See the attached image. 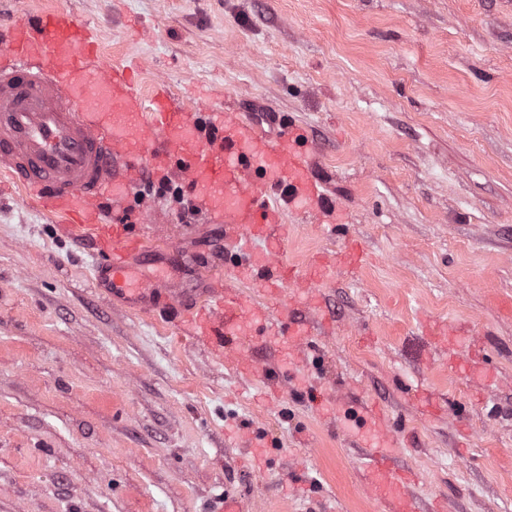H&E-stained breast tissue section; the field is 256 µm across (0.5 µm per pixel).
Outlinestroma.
I'll use <instances>...</instances> for the list:
<instances>
[{"label":"stroma","instance_id":"obj_1","mask_svg":"<svg viewBox=\"0 0 512 512\" xmlns=\"http://www.w3.org/2000/svg\"><path fill=\"white\" fill-rule=\"evenodd\" d=\"M140 62L181 103L269 134L302 130L332 212L286 214L277 259L304 268L358 244L362 267L289 284L287 336L228 335L113 310L89 233L0 177V512H388L362 468L368 437L330 426L354 398L396 423L394 468L417 512H512V0H0V28L44 6ZM108 209L149 246L138 280L192 294L210 276L263 303L206 212L136 189ZM278 375L280 400L264 398ZM269 462H245L249 437Z\"/></svg>","mask_w":512,"mask_h":512}]
</instances>
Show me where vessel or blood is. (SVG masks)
<instances>
[{"label":"vessel or blood","mask_w":512,"mask_h":512,"mask_svg":"<svg viewBox=\"0 0 512 512\" xmlns=\"http://www.w3.org/2000/svg\"><path fill=\"white\" fill-rule=\"evenodd\" d=\"M0 41L12 49L0 62V174L53 215L79 216L80 228L96 231L98 291L115 302L132 298L140 311L164 319L190 316L196 338L217 349L230 330L254 336L281 328L310 349L309 330L288 316L271 319L228 287L207 289L191 303L149 284L128 289L130 264L144 243L103 227L98 204L105 195L116 207L131 198L134 163L146 155L159 173L201 188L225 239L247 243L280 228L284 214L324 204L298 133L275 140L258 123L228 113L220 134L209 135L206 112L178 102L165 86L147 96L127 70H106L90 28L57 8L0 32ZM336 419L372 437L364 472L376 500L394 502V512H415L405 479L389 468L397 440L382 409L369 401L344 404Z\"/></svg>","instance_id":"1"}]
</instances>
